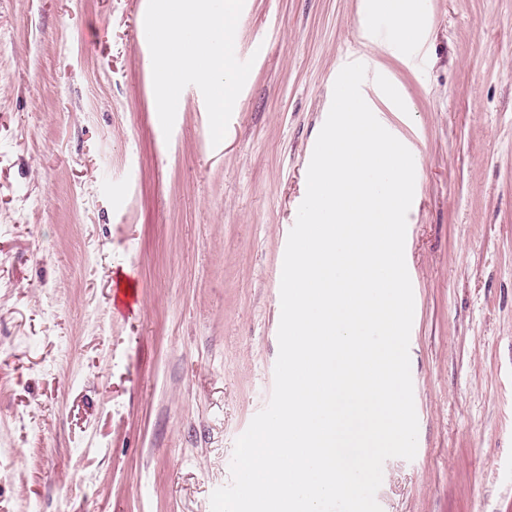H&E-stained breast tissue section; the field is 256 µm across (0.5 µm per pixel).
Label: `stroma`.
<instances>
[{
	"instance_id": "35a3bbf8",
	"label": "stroma",
	"mask_w": 512,
	"mask_h": 512,
	"mask_svg": "<svg viewBox=\"0 0 512 512\" xmlns=\"http://www.w3.org/2000/svg\"><path fill=\"white\" fill-rule=\"evenodd\" d=\"M148 0H0V512H211L274 387L279 269L344 65L415 156L418 449L382 512H512V0H245L213 145L157 114ZM429 0H371L372 13L388 15L394 23V36L407 42L423 26Z\"/></svg>"
}]
</instances>
